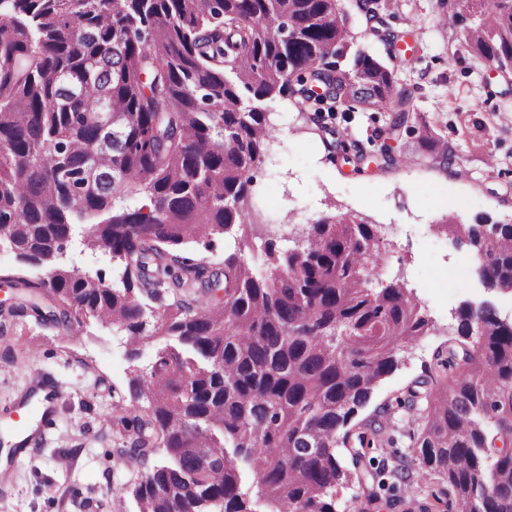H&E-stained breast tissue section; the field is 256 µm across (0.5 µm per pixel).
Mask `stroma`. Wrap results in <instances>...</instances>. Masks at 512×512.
Returning <instances> with one entry per match:
<instances>
[{
	"instance_id": "obj_1",
	"label": "stroma",
	"mask_w": 512,
	"mask_h": 512,
	"mask_svg": "<svg viewBox=\"0 0 512 512\" xmlns=\"http://www.w3.org/2000/svg\"><path fill=\"white\" fill-rule=\"evenodd\" d=\"M349 11L357 48L392 71L410 97L405 127L390 131L392 112H344L301 95L265 101L274 137L255 172L250 231L286 251L319 218L352 212L375 224L380 237L373 287L398 284L410 293L429 329L397 352V363L375 387L365 414L381 410L393 444L368 449L381 470V487L339 486L336 512H457L452 498L434 501L441 485L419 462L414 412L403 406L425 377L435 350L455 338L461 310L493 305L512 317V291L484 288L481 261L439 232L449 216L472 224L512 220V67L494 68L476 55L443 0H379L376 17ZM430 122L438 151L421 148L417 132ZM389 145L392 161L379 154ZM62 261L102 275L122 274L110 258L71 242ZM13 289L0 286V512H137L129 484L158 461L119 456L113 420L131 413L129 380L154 353L130 358L127 336L92 320L60 329L13 306ZM55 390L52 429L32 448L12 452L20 400L40 406L35 379Z\"/></svg>"
}]
</instances>
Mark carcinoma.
Here are the masks:
<instances>
[{
    "label": "carcinoma",
    "instance_id": "cac0c4a2",
    "mask_svg": "<svg viewBox=\"0 0 512 512\" xmlns=\"http://www.w3.org/2000/svg\"><path fill=\"white\" fill-rule=\"evenodd\" d=\"M455 22L477 55L512 65V0H465ZM315 68L325 99L348 112L393 105L401 125L408 98L354 48L337 0H0V244L49 272L3 282L48 290L57 325L87 317L135 347L169 340L130 381L145 414L117 421L130 433L124 452L158 441L167 456L134 486L138 512H254L251 500L336 512L348 477L336 449L356 439L357 468L361 449L391 442L354 420L428 323L405 289L368 287L373 225L320 218L284 252L243 235L211 284L221 303H164V290L203 274L182 245L246 226L271 140L261 103L305 87ZM137 193L148 203L124 207ZM89 218L83 245L124 264L121 288L56 262ZM489 223L440 227L484 253L479 276L493 287L512 281V224L481 243ZM135 277L160 308L135 296ZM457 334L461 350L438 365L462 371L409 399L420 403L421 463L461 512H512V454L488 448L512 435V319L463 310Z\"/></svg>",
    "mask_w": 512,
    "mask_h": 512
}]
</instances>
